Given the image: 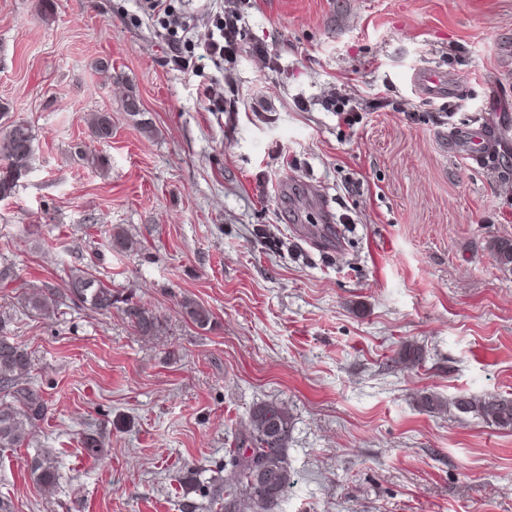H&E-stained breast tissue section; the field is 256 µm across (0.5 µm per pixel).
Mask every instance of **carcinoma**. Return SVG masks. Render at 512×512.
I'll use <instances>...</instances> for the list:
<instances>
[{
	"label": "carcinoma",
	"mask_w": 512,
	"mask_h": 512,
	"mask_svg": "<svg viewBox=\"0 0 512 512\" xmlns=\"http://www.w3.org/2000/svg\"><path fill=\"white\" fill-rule=\"evenodd\" d=\"M90 137L98 143L112 138V116L95 112L88 121ZM36 158L35 135L21 121L11 122L0 133V201L15 195L20 180L27 175ZM110 246L119 251L134 248L135 242L121 227L111 228ZM489 250L499 268L512 270V239H494ZM70 297L100 313L112 312L117 303L112 286L91 273L75 269L68 277ZM57 292L47 288L24 298L25 307L37 314H47L57 308ZM123 314L144 337L160 331L161 320L156 313L138 302L124 300ZM181 313L196 327L208 328L211 311L196 300L185 297L180 301ZM5 318L0 317V448H20L29 443L36 424L47 413V405L39 393L29 386L32 358L21 345L4 335ZM422 359V351L410 343L401 344L396 362L414 367ZM418 407L428 413L440 412L453 406L461 413H472L484 422L502 429H512V398L487 396L480 400L465 395L448 403L433 393L417 400ZM293 430L288 408L273 401L261 402L250 410L244 430L235 438V447L228 449L229 461L224 466L226 476L214 484L212 503L219 512H281V505L292 481L287 462L288 443ZM255 443L268 445L266 477L253 474V456L245 449ZM35 482L51 486L57 480L56 456L50 450L38 455L32 464Z\"/></svg>",
	"instance_id": "cac0c4a2"
}]
</instances>
